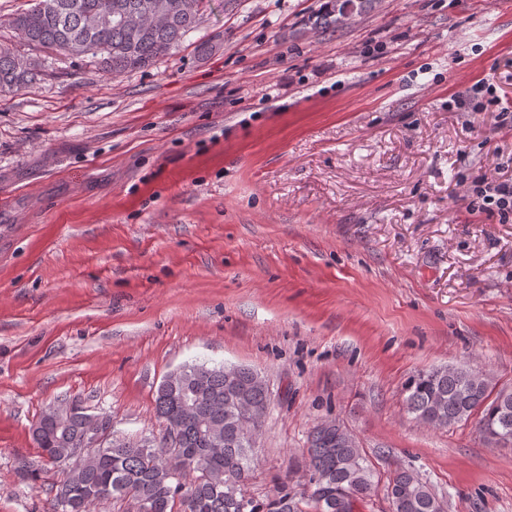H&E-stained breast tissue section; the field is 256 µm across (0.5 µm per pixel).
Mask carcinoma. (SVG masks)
Listing matches in <instances>:
<instances>
[{
    "mask_svg": "<svg viewBox=\"0 0 512 512\" xmlns=\"http://www.w3.org/2000/svg\"><path fill=\"white\" fill-rule=\"evenodd\" d=\"M29 7L9 19L23 42L37 50L90 55L112 76L148 67L179 48L201 25L208 0H27ZM373 0H335L324 25L341 28L347 5L362 12ZM41 76V64L15 49L0 45V95L26 87ZM258 373L242 366L188 363L164 377L155 408L164 423L181 425L182 448L203 462L192 487L183 488L176 469L155 462L165 454L149 438L119 439L73 475H63L50 489L52 512H60V493L69 495V512H95L102 503L100 488L112 486V502L119 504L132 490L142 512H354V504L374 490V473L354 438L342 426L329 432L318 426L308 437V481L299 489L283 481L264 498L245 495L252 472L251 448L237 438L245 396L258 415L270 397L256 381ZM405 407L419 422L448 427L477 416L484 441H512V392L491 396L487 380L475 379L464 368L440 367L418 374L406 388ZM190 397L199 414L218 426L219 434L182 417L183 399ZM63 427L41 415L33 432L43 458L59 457L76 447L88 418L75 401ZM386 491L390 512H445L446 503L415 472L398 469Z\"/></svg>",
    "mask_w": 512,
    "mask_h": 512,
    "instance_id": "carcinoma-1",
    "label": "carcinoma"
}]
</instances>
